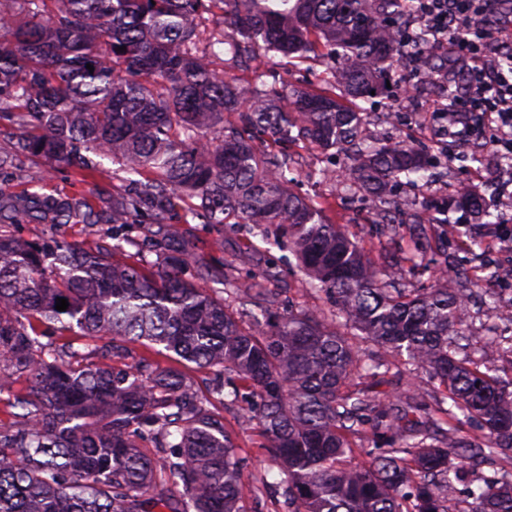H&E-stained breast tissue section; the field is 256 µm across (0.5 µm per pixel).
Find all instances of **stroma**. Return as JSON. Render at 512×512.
Here are the masks:
<instances>
[{
    "label": "stroma",
    "mask_w": 512,
    "mask_h": 512,
    "mask_svg": "<svg viewBox=\"0 0 512 512\" xmlns=\"http://www.w3.org/2000/svg\"><path fill=\"white\" fill-rule=\"evenodd\" d=\"M409 66V60H401L394 68L389 88L383 95L364 101L363 106L370 114L371 135L384 141L407 140L413 146L425 148L435 161L428 180L403 184L393 195L399 209L415 216V223L401 225L399 235H392L385 219L373 215L364 194L343 193L346 174L341 158L321 155L304 143L290 147L298 162L295 190L325 207L330 221L344 230L373 262H380L389 251L409 255L419 253V246H426L417 266L405 270V287L430 288L437 285L443 270L459 269L468 282L493 289V311H486L479 300L471 302L473 333L481 337L512 336V221L504 222L503 210L495 206L496 177L484 161L474 160L475 150L470 145L454 142L445 148L438 146L430 129L419 123L417 113L431 111L438 96L429 91L418 95L416 104L405 102L403 77ZM263 67L290 90L319 92L332 81V62L319 57L288 62L272 53L264 59ZM34 164V158L19 157L12 173L0 178V188L17 194L27 191L41 195H90L98 212L105 215L112 208L113 194L120 191L125 179L124 172L114 170L109 162L93 185L74 180L67 168L53 164L47 177L34 183L29 179ZM462 185L477 186L484 207L494 210L495 223L481 219L473 224L445 223L438 209ZM108 230L105 224L90 227L23 223L13 227L14 233L29 241L54 237L85 247ZM183 230L198 238L205 259L225 262L227 279L243 277L272 263L289 267L292 275L268 280V287L287 289L296 308H326L324 295L309 288L304 275L295 269L293 253L272 233L242 224L208 225L195 221L184 225ZM216 238L223 239V251L210 250L209 244ZM243 413L244 405L240 402L227 404L223 410L224 424L244 459L242 480L247 512H288L284 498L270 494L259 482L261 473L273 469L274 464L261 453V439L245 425Z\"/></svg>",
    "instance_id": "stroma-1"
}]
</instances>
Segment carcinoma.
<instances>
[{"instance_id":"1","label":"carcinoma","mask_w":512,"mask_h":512,"mask_svg":"<svg viewBox=\"0 0 512 512\" xmlns=\"http://www.w3.org/2000/svg\"><path fill=\"white\" fill-rule=\"evenodd\" d=\"M211 8L235 35L216 28L201 48L197 19ZM406 22L404 0H0L12 37L0 47V119L19 130L0 175L28 155L88 178L93 154L135 176L112 200V233L88 249L7 227L98 224L91 198L0 190V400L16 409L0 426V512H246L243 461L215 404L250 394L260 402L247 422L288 512H512V468L501 466L512 378L465 353L470 294L385 281L294 191L282 148L342 154L349 185L374 199L425 176L429 155L366 142L360 105L382 93ZM218 51L251 82L214 72ZM271 51L338 61L339 90L284 94L265 80ZM179 213L277 225L335 311L273 312L280 294L261 287L279 275L270 268L225 303L224 271L166 222ZM141 217L156 230L134 237ZM121 240L138 242L135 262L114 260ZM48 330L103 341V361L42 342ZM362 339L405 356L410 394L378 390L389 361L360 354ZM136 346L172 365L108 364ZM194 369L216 379L204 400ZM365 434L373 447L354 462L351 438Z\"/></svg>"}]
</instances>
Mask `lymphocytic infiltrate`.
<instances>
[{"label": "lymphocytic infiltrate", "mask_w": 512, "mask_h": 512, "mask_svg": "<svg viewBox=\"0 0 512 512\" xmlns=\"http://www.w3.org/2000/svg\"><path fill=\"white\" fill-rule=\"evenodd\" d=\"M411 3V26L428 35L417 58L443 55L464 71L455 101L432 109L436 136L478 145L496 168L512 169V30L501 21L512 6L507 0Z\"/></svg>", "instance_id": "1"}]
</instances>
